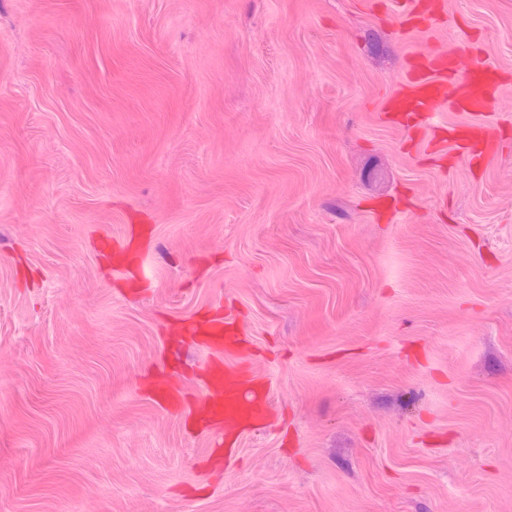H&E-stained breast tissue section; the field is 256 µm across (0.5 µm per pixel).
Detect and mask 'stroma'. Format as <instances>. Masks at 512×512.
Masks as SVG:
<instances>
[{"instance_id":"35a3bbf8","label":"stroma","mask_w":512,"mask_h":512,"mask_svg":"<svg viewBox=\"0 0 512 512\" xmlns=\"http://www.w3.org/2000/svg\"><path fill=\"white\" fill-rule=\"evenodd\" d=\"M437 2L0 0V512H512V0ZM455 42L477 161L383 110ZM227 312L231 450L142 382Z\"/></svg>"}]
</instances>
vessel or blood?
Wrapping results in <instances>:
<instances>
[{
	"label": "vessel or blood",
	"mask_w": 512,
	"mask_h": 512,
	"mask_svg": "<svg viewBox=\"0 0 512 512\" xmlns=\"http://www.w3.org/2000/svg\"><path fill=\"white\" fill-rule=\"evenodd\" d=\"M499 87L497 69L466 60L461 48L448 51L429 48L412 54L410 71L384 109L409 118L444 105L458 112L480 114L488 111ZM242 333L233 317L215 318L209 322L201 343L232 351L242 343ZM250 382L244 366L232 363L210 366L205 393L190 407V414L201 416L205 427L220 431L244 424L260 426L268 408L250 395Z\"/></svg>",
	"instance_id": "obj_1"
}]
</instances>
